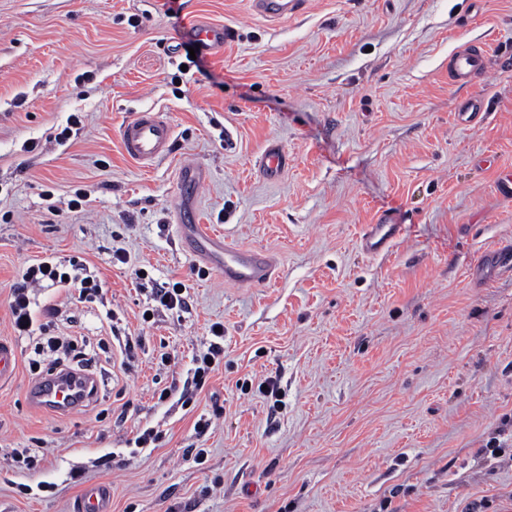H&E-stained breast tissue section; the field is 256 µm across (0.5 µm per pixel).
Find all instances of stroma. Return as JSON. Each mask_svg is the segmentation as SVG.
Masks as SVG:
<instances>
[{"label":"stroma","instance_id":"1","mask_svg":"<svg viewBox=\"0 0 512 512\" xmlns=\"http://www.w3.org/2000/svg\"><path fill=\"white\" fill-rule=\"evenodd\" d=\"M198 19L233 39L185 72ZM466 42L489 45V75L458 90ZM473 96L486 115L461 125ZM147 109L174 136L144 168L120 129ZM186 164L207 177L194 200ZM506 172L512 0H306L278 21L251 0H0V340L18 355L0 512H72L96 484L112 512H512V273L489 258L512 244ZM378 212L403 236L370 258ZM198 222L273 253L276 279L225 283L181 235ZM46 258L103 291L35 290L58 314L18 335L10 287ZM176 281L184 311L154 299ZM217 322L224 359L198 388ZM51 336L96 381L68 414L27 396L31 358L58 366ZM288 165V158L278 146H270L263 154L260 166L269 179L278 178Z\"/></svg>","mask_w":512,"mask_h":512}]
</instances>
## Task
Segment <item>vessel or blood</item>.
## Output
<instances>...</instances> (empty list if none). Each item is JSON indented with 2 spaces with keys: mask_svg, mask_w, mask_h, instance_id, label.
<instances>
[{
  "mask_svg": "<svg viewBox=\"0 0 512 512\" xmlns=\"http://www.w3.org/2000/svg\"><path fill=\"white\" fill-rule=\"evenodd\" d=\"M302 0H254L256 10L271 20L295 15ZM194 36L198 44L208 50H223L230 41V29L208 24H196ZM489 51L485 47L463 44L448 62V81L455 87L466 86L481 78L487 71ZM173 128L163 113L146 110L127 121L120 133L124 153L141 165H149L166 156L171 147ZM288 164L280 147H268L260 166L268 178H278ZM184 235L196 240L201 252L224 277L225 283L239 287H258L270 283L277 274V261L269 252L250 247L227 244L222 237L203 231L201 225L185 224ZM403 235L402 225L393 223L388 214H377L373 223L363 225L359 243L362 252L370 257L384 254L398 244ZM94 378L85 372L59 368L35 384L31 393L35 402L59 413L78 407L93 394ZM77 512H111V491L105 486H91L84 490Z\"/></svg>",
  "mask_w": 512,
  "mask_h": 512,
  "instance_id": "vessel-or-blood-1",
  "label": "vessel or blood"
}]
</instances>
